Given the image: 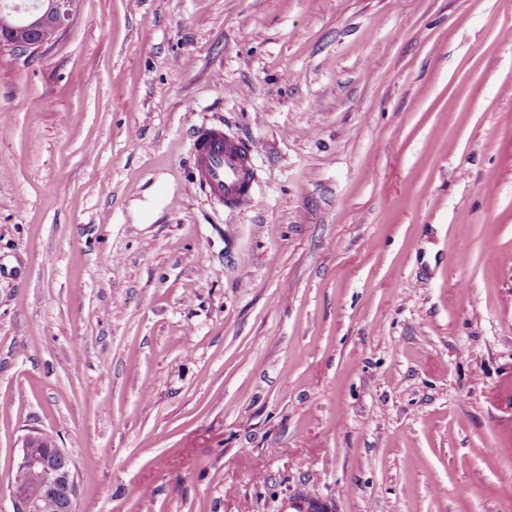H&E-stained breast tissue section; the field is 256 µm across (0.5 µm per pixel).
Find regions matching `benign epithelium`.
I'll return each mask as SVG.
<instances>
[{
    "instance_id": "7a95c632",
    "label": "benign epithelium",
    "mask_w": 512,
    "mask_h": 512,
    "mask_svg": "<svg viewBox=\"0 0 512 512\" xmlns=\"http://www.w3.org/2000/svg\"><path fill=\"white\" fill-rule=\"evenodd\" d=\"M75 0H0V52L25 55L51 45L73 21ZM75 466L57 441L42 431H32L22 441L17 464L18 480L12 489L15 512H40L41 498L55 499L60 512H70L76 493ZM35 483L41 497L29 495Z\"/></svg>"
}]
</instances>
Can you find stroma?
Listing matches in <instances>:
<instances>
[{
    "instance_id": "1",
    "label": "stroma",
    "mask_w": 512,
    "mask_h": 512,
    "mask_svg": "<svg viewBox=\"0 0 512 512\" xmlns=\"http://www.w3.org/2000/svg\"><path fill=\"white\" fill-rule=\"evenodd\" d=\"M32 429L73 512H512V0H78L0 53V512ZM257 145L242 138H228L220 125L199 129L192 142L194 179L219 205L236 208L251 194L253 157Z\"/></svg>"
}]
</instances>
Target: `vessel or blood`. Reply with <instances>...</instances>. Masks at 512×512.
<instances>
[{
	"label": "vessel or blood",
	"instance_id": "b4317fda",
	"mask_svg": "<svg viewBox=\"0 0 512 512\" xmlns=\"http://www.w3.org/2000/svg\"><path fill=\"white\" fill-rule=\"evenodd\" d=\"M256 152L255 143L226 137L221 126L199 129L191 149L192 187L203 190L219 205L238 207L251 194Z\"/></svg>",
	"mask_w": 512,
	"mask_h": 512
}]
</instances>
